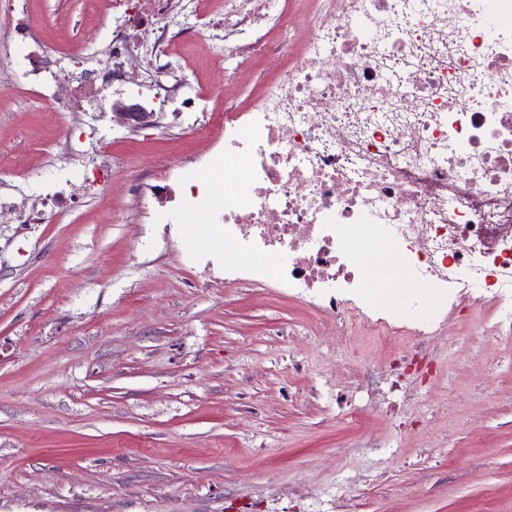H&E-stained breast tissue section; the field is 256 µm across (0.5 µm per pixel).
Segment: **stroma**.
<instances>
[{"mask_svg":"<svg viewBox=\"0 0 512 512\" xmlns=\"http://www.w3.org/2000/svg\"><path fill=\"white\" fill-rule=\"evenodd\" d=\"M30 3L59 51L111 40L99 0ZM175 51L229 107L271 75L190 34ZM195 119L60 114L0 72V197L68 200L50 223H0V512H512V335L476 336L490 310L466 302L413 396L356 397L354 428L337 396L413 337L376 344L368 308L336 345L310 298L191 257L203 227L158 223L168 194L141 208L159 165L205 148Z\"/></svg>","mask_w":512,"mask_h":512,"instance_id":"35a3bbf8","label":"stroma"}]
</instances>
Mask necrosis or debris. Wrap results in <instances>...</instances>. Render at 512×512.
<instances>
[{
    "instance_id": "obj_1",
    "label": "necrosis or debris",
    "mask_w": 512,
    "mask_h": 512,
    "mask_svg": "<svg viewBox=\"0 0 512 512\" xmlns=\"http://www.w3.org/2000/svg\"><path fill=\"white\" fill-rule=\"evenodd\" d=\"M104 66L88 45L46 44L28 0H0L14 25L0 62L56 112L98 111L104 95L147 111L200 112L208 147L174 177L179 215L223 252L224 272L311 295L326 333L368 301L415 299V353L442 313L473 297L492 309L477 335L512 334V0H323L302 51L272 60L267 28L288 0H105ZM193 19L209 52L272 60L259 103L222 107L220 87L163 84L168 33ZM382 405L410 384L379 369L354 375Z\"/></svg>"
}]
</instances>
